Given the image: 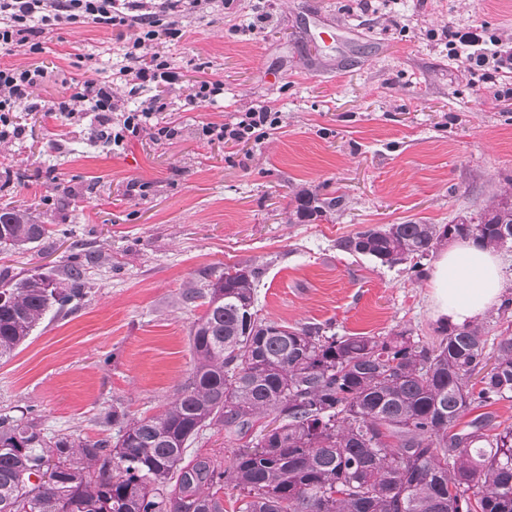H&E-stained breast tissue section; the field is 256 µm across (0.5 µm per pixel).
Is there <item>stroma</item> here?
<instances>
[{
  "mask_svg": "<svg viewBox=\"0 0 512 512\" xmlns=\"http://www.w3.org/2000/svg\"><path fill=\"white\" fill-rule=\"evenodd\" d=\"M451 25L512 47V0H375L369 12L359 0H216L183 17L167 46L179 84L112 86L127 110L166 98L174 140L144 135L115 150L90 141L88 122L24 113L22 138L0 143V207L36 204L50 234L0 258V276L85 273L79 295L0 360V413L27 409L44 433L87 440L115 435L112 410L158 414L191 373L190 330L206 309L184 295L228 266L259 269L263 318L437 340L434 260L415 273L336 242L367 225L448 224L512 195V98L462 80ZM129 36L57 30L42 35V53L0 63L44 67L37 95L51 100L65 80L112 79L110 56ZM200 79L223 81V97L187 104ZM260 106L279 113L276 129L236 148L203 140V124ZM301 190L343 201L299 224Z\"/></svg>",
  "mask_w": 512,
  "mask_h": 512,
  "instance_id": "35a3bbf8",
  "label": "stroma"
}]
</instances>
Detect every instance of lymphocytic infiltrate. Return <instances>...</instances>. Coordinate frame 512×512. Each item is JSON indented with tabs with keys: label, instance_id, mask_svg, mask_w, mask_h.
Returning a JSON list of instances; mask_svg holds the SVG:
<instances>
[{
	"label": "lymphocytic infiltrate",
	"instance_id": "f902f5d3",
	"mask_svg": "<svg viewBox=\"0 0 512 512\" xmlns=\"http://www.w3.org/2000/svg\"><path fill=\"white\" fill-rule=\"evenodd\" d=\"M212 3L213 0H0V52L10 53L21 47L33 54L42 52V34L64 27L126 28L136 33L124 49V64L119 69L126 83L135 88L148 84L170 86L178 82L180 73L164 51V44L180 36L181 17L206 13ZM447 35L449 46L469 49L460 71L468 84L479 81L492 88L512 84V51L503 50L499 36L485 38L453 26ZM46 76L40 66H0L1 143L23 136L20 115L24 112L77 119L93 113L92 136L115 147L144 134L157 141L177 135L176 127L159 120L168 109L160 96L146 98L138 110L126 112L115 101L111 84L87 77L65 84L58 99H36L34 93ZM279 123V113L266 107L252 108L239 113L236 122L204 124L201 134L206 141L233 146L258 138Z\"/></svg>",
	"mask_w": 512,
	"mask_h": 512
}]
</instances>
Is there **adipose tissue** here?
Returning <instances> with one entry per match:
<instances>
[{
  "instance_id": "adipose-tissue-1",
  "label": "adipose tissue",
  "mask_w": 512,
  "mask_h": 512,
  "mask_svg": "<svg viewBox=\"0 0 512 512\" xmlns=\"http://www.w3.org/2000/svg\"><path fill=\"white\" fill-rule=\"evenodd\" d=\"M505 280L499 257L471 241L440 254L432 274L435 319L456 327L485 317L500 301Z\"/></svg>"
}]
</instances>
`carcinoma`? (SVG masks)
I'll return each mask as SVG.
<instances>
[{
	"instance_id": "1",
	"label": "carcinoma",
	"mask_w": 512,
	"mask_h": 512,
	"mask_svg": "<svg viewBox=\"0 0 512 512\" xmlns=\"http://www.w3.org/2000/svg\"><path fill=\"white\" fill-rule=\"evenodd\" d=\"M300 223L330 215L341 197L295 196ZM49 233L30 209L0 208V254ZM450 239L512 248V197L455 224H386L337 241L339 250L389 267L421 261ZM256 269L224 268L192 326L194 367L165 409L130 419L112 411L116 441L48 436L23 415L0 414V512H512V428L483 406L512 394V334L488 343L484 327L444 330L423 343L338 336L260 317ZM78 288L42 274L0 286V357L25 343ZM480 387L471 376L486 366ZM475 414L459 428L464 417ZM253 446L185 458L211 426Z\"/></svg>"
}]
</instances>
